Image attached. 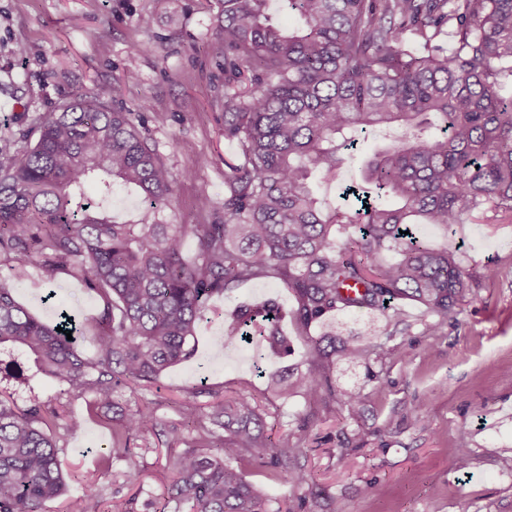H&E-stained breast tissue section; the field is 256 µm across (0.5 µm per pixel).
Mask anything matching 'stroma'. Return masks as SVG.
I'll return each mask as SVG.
<instances>
[{
    "label": "stroma",
    "instance_id": "stroma-1",
    "mask_svg": "<svg viewBox=\"0 0 512 512\" xmlns=\"http://www.w3.org/2000/svg\"><path fill=\"white\" fill-rule=\"evenodd\" d=\"M215 0H0V163L20 150L22 131L37 118L92 92L126 111L148 102V127L164 162L177 178L165 219L200 224V194L224 207V165L238 159L236 142L224 137V50L214 36ZM30 46L18 56V46ZM431 245L455 251L463 265L499 264L493 287L468 299L437 333L421 324L387 340L389 353L373 366L337 371V385L355 388L354 409H321L300 396L267 393L253 368L252 350L224 353L214 345L224 314L236 301L272 296L291 303L287 290L255 282L234 297L216 301L195 338L193 355L170 367L143 389L117 386L114 400L129 412L147 404L168 422L200 377L212 393L257 398L272 440L302 439L314 483L295 487L270 479L265 469L244 471L268 491L275 505L296 507L312 490L343 512H512V224H462L448 232L420 229ZM16 297L35 316L53 323L58 308L80 318L98 316L99 296L80 280L59 273L47 278L31 268ZM17 407L40 400L85 414L83 399L64 395L54 378L24 366L23 382L0 381ZM429 413L413 422L416 405ZM321 419L309 421L312 410ZM112 417H87L84 431L65 437L59 455L71 495L93 481L112 512H152L167 482L166 447L138 438L133 459L113 456L99 467L96 450L110 437ZM471 460L459 468L456 457ZM137 465L141 486L126 484Z\"/></svg>",
    "mask_w": 512,
    "mask_h": 512
}]
</instances>
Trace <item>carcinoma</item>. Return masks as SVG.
Masks as SVG:
<instances>
[{
	"label": "carcinoma",
	"instance_id": "carcinoma-1",
	"mask_svg": "<svg viewBox=\"0 0 512 512\" xmlns=\"http://www.w3.org/2000/svg\"><path fill=\"white\" fill-rule=\"evenodd\" d=\"M278 4L302 25L271 15ZM214 35L224 45V138L240 160L225 163L224 210L199 196L205 224H164L176 178L152 143L144 113L109 107L82 93L38 117L35 140L22 133L19 156L0 165V373L20 360L83 397L89 412L114 405V389L151 382L189 358L211 302L240 286L275 282L294 299L239 302L224 314L220 344L255 339L270 357L295 353L282 327L322 328L353 312H378L387 325L430 333L466 298L499 278L496 265L473 273L446 248L418 237L422 224H512V0H216ZM451 48L443 52V33ZM397 128L403 135L363 160L369 207L322 206L311 177L336 178L360 139ZM94 182L98 198L85 194ZM135 191L137 215L112 218L114 187ZM197 252L184 254L187 237ZM37 264L64 272L106 306L90 356L77 350L84 324L58 314L53 325L15 297ZM419 308L412 315L408 307ZM63 331L58 332L56 328ZM72 339H67L66 333ZM368 329L349 343L331 328L308 342L307 367L268 388L352 408L359 393L336 389V367L370 368L387 355ZM199 388L180 407L181 426L148 406L113 420L99 464L134 437L164 436L172 478L154 512H271L245 465L303 486L312 475L302 440L272 443L260 405L241 397L201 404ZM59 410L40 401L21 409L0 398V512H46L67 492L56 434ZM184 444L180 452L173 445ZM102 497L88 486L67 512Z\"/></svg>",
	"mask_w": 512,
	"mask_h": 512
}]
</instances>
